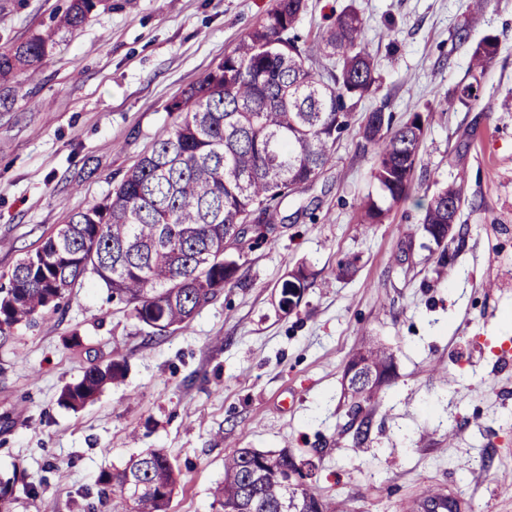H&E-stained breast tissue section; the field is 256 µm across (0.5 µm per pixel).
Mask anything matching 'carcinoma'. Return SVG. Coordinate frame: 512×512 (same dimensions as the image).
<instances>
[{
  "mask_svg": "<svg viewBox=\"0 0 512 512\" xmlns=\"http://www.w3.org/2000/svg\"><path fill=\"white\" fill-rule=\"evenodd\" d=\"M103 0H68L52 24L0 49V82L23 85L61 40L84 27ZM307 0H276L200 81L184 89L170 110L181 121L123 176L101 203L72 213L35 252L0 282V340L21 323L59 308L64 294L90 273L110 297L131 307L152 329L147 343L187 323L225 286L237 280L234 254L250 247L245 225L269 215L288 194L312 183L333 158L352 113L380 88L365 24L354 8L342 9L318 35L319 56L301 49L297 23ZM494 36L471 50L470 72L487 71L497 55ZM479 102L469 82L448 94L446 111ZM424 120L416 112L393 126L379 106L364 113L358 134L374 159L372 176L381 201L361 203L364 219L381 224L406 198L422 161ZM465 177L441 187L425 206L428 234L446 222L448 205L465 202ZM383 348L351 359L382 366ZM126 367L111 359L89 367L65 386L59 403L78 410ZM291 458L284 450L238 448L224 459V480L212 491L221 508L242 512H329L310 486L287 485ZM180 471L164 454L149 451L116 473L99 478L98 500L111 512H168ZM15 479L0 478V512H11Z\"/></svg>",
  "mask_w": 512,
  "mask_h": 512,
  "instance_id": "1",
  "label": "carcinoma"
}]
</instances>
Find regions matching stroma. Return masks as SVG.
Here are the masks:
<instances>
[{
  "label": "stroma",
  "mask_w": 512,
  "mask_h": 512,
  "mask_svg": "<svg viewBox=\"0 0 512 512\" xmlns=\"http://www.w3.org/2000/svg\"><path fill=\"white\" fill-rule=\"evenodd\" d=\"M274 4L107 0L57 45L0 110V275L109 195L175 126L168 104ZM349 4L382 77L362 111L426 119L407 199L384 223L362 222L361 201L380 192L351 130L318 179L278 205L238 281L186 326L148 343L91 274L57 311L15 326L0 342V478L17 479L13 512H83L102 473L148 449L181 471L169 512H217L210 490L238 448L312 461V489L332 512H408L438 488L512 512V360L497 354L512 345V0L475 22L473 41L496 36L499 51L478 106L452 112L439 103L470 79V44L453 37L469 0H308L303 41ZM64 6L8 0L0 47ZM461 169L463 235L444 251L423 230L422 205ZM298 272L307 286L284 306L282 285ZM367 343L391 348L396 368L364 405L369 432L356 447L342 379ZM113 358L126 364L122 383L82 410L59 404L66 384Z\"/></svg>",
  "instance_id": "obj_1"
}]
</instances>
